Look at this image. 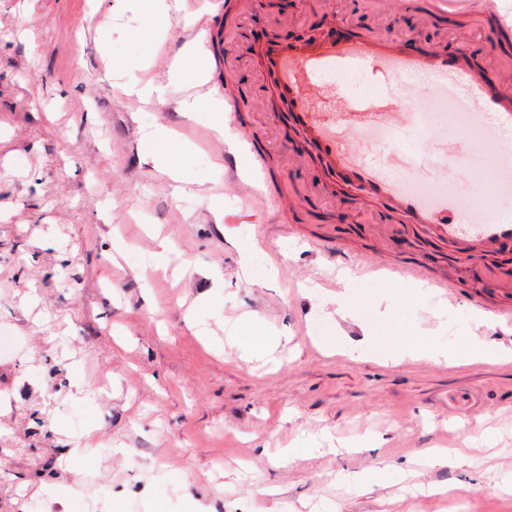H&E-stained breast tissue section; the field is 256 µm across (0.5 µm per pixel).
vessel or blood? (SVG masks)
Masks as SVG:
<instances>
[{
	"mask_svg": "<svg viewBox=\"0 0 512 512\" xmlns=\"http://www.w3.org/2000/svg\"><path fill=\"white\" fill-rule=\"evenodd\" d=\"M219 33V25L209 18L193 31L214 62L220 58ZM465 58L462 46L451 53L439 44H402L341 25L327 40H276L260 50L261 67L273 79L274 97L287 103L289 117L303 132L306 146L327 159L340 181L356 186L370 201L403 213L434 240L453 241L469 233L482 252L495 254L512 242V222L491 214L474 224L454 201L425 203L420 196L401 190L385 173L386 168L406 166L402 155L382 146L370 152L361 148L362 141L377 131L410 125L415 106L430 95L427 87L402 90L398 79L406 73L426 72L451 82L465 81L472 87L466 106L475 117L492 113L500 125L512 126V88L483 80ZM358 68L370 70L380 94L356 98L319 79L320 72L328 69Z\"/></svg>",
	"mask_w": 512,
	"mask_h": 512,
	"instance_id": "b4317fda",
	"label": "vessel or blood"
}]
</instances>
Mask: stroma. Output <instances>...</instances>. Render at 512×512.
I'll list each match as a JSON object with an SVG mask.
<instances>
[{"label":"stroma","mask_w":512,"mask_h":512,"mask_svg":"<svg viewBox=\"0 0 512 512\" xmlns=\"http://www.w3.org/2000/svg\"><path fill=\"white\" fill-rule=\"evenodd\" d=\"M442 3L451 16L429 29L410 11L373 16L364 0H253L252 13L231 15L220 50L245 100L234 132L266 133L270 183L301 201L296 222L281 224L251 166L238 165L245 196L212 176L225 150L212 125L231 110L204 91L212 68L170 76L212 0H185L160 28L141 0H0V512H451L426 490L448 482L467 493L466 512H512L501 488L512 472V324L474 302L497 295L491 259L382 210L365 222L361 192L328 190L253 57L273 37H325L335 19L452 48L471 0ZM469 49L478 75L512 85V53L492 32H473ZM149 81L160 91L151 101L121 91ZM188 97L207 115H185ZM153 125L194 149L183 194L157 167L170 142L142 138ZM160 234L170 252L159 253ZM414 256L456 295L358 268ZM345 270L357 284L341 312ZM245 320L277 336V369L228 343ZM390 330L450 343L473 334L507 355L384 366L336 347ZM88 439L97 450L76 484L66 451ZM339 442L351 452L329 453ZM293 447L307 456L269 461L268 449ZM428 448L464 457L425 469L419 487L359 494L341 480L411 467Z\"/></svg>","instance_id":"stroma-1"}]
</instances>
